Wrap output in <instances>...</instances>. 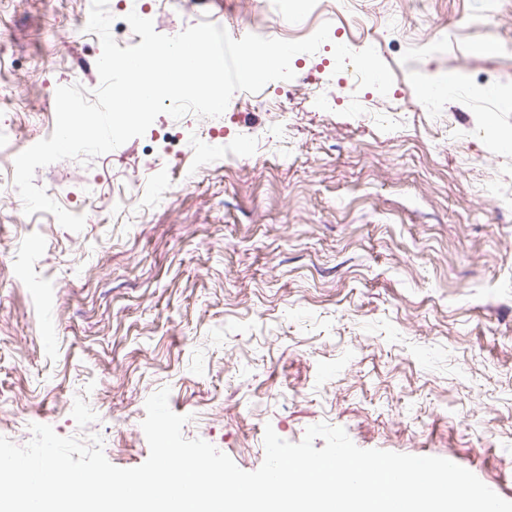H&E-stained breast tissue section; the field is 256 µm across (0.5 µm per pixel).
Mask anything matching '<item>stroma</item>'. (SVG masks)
I'll use <instances>...</instances> for the list:
<instances>
[{
    "label": "stroma",
    "instance_id": "35a3bbf8",
    "mask_svg": "<svg viewBox=\"0 0 512 512\" xmlns=\"http://www.w3.org/2000/svg\"><path fill=\"white\" fill-rule=\"evenodd\" d=\"M332 25L393 85L354 84L330 47L294 56L268 104L235 93L189 113L183 142L145 134L35 185L83 207L81 232L0 198V436H99L141 465L145 401L169 407L245 471L264 431L343 428L362 449L436 456L512 501V104L449 92L413 107L418 76L512 82V0H328ZM84 0H0V118L17 151L55 124L57 87L96 90L101 44ZM252 0H170L173 36L248 25ZM322 16L309 17L320 27ZM239 160H211L210 128ZM152 182L150 208L115 195ZM25 265L36 287L20 282Z\"/></svg>",
    "mask_w": 512,
    "mask_h": 512
}]
</instances>
